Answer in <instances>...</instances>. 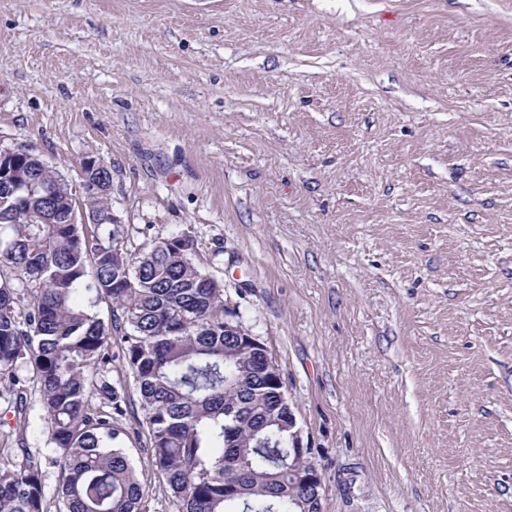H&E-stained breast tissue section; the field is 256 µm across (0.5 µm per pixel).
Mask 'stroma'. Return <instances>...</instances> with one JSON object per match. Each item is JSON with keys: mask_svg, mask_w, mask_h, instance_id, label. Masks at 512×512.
Returning <instances> with one entry per match:
<instances>
[{"mask_svg": "<svg viewBox=\"0 0 512 512\" xmlns=\"http://www.w3.org/2000/svg\"><path fill=\"white\" fill-rule=\"evenodd\" d=\"M0 149L106 165L128 250L194 237L322 512H512V0H0ZM109 353L140 508L178 512ZM50 431L0 376V465L60 512Z\"/></svg>", "mask_w": 512, "mask_h": 512, "instance_id": "stroma-1", "label": "stroma"}]
</instances>
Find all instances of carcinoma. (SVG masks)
Returning <instances> with one entry per match:
<instances>
[{
	"mask_svg": "<svg viewBox=\"0 0 512 512\" xmlns=\"http://www.w3.org/2000/svg\"><path fill=\"white\" fill-rule=\"evenodd\" d=\"M33 190L0 183V265L33 288L21 307L17 288L0 282V375L31 366L51 441L59 452L66 512H141V487L117 439L124 416L112 386L99 390L110 410L90 411V371L106 361L112 336L124 343L154 463L179 512H303V489L288 474V433L259 429L282 401L261 358L234 352L224 336L222 285L193 259L184 233L138 253L116 248L110 172L83 165L78 198L65 177L35 155L0 162ZM83 209L94 224H71ZM109 302L110 322L99 318ZM238 404L235 441L224 435V402ZM0 512H44L42 471L27 449L18 467L0 465Z\"/></svg>",
	"mask_w": 512,
	"mask_h": 512,
	"instance_id": "obj_1",
	"label": "carcinoma"
}]
</instances>
